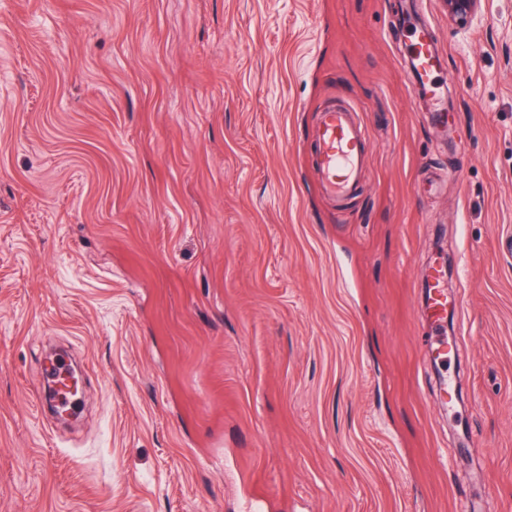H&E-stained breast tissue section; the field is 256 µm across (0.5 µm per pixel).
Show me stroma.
Returning a JSON list of instances; mask_svg holds the SVG:
<instances>
[{"label":"stroma","mask_w":512,"mask_h":512,"mask_svg":"<svg viewBox=\"0 0 512 512\" xmlns=\"http://www.w3.org/2000/svg\"><path fill=\"white\" fill-rule=\"evenodd\" d=\"M335 101L368 144L343 200ZM56 344L72 428L37 400ZM246 478L265 512H512V0L464 31L441 0H0V512H243ZM408 45L411 57L408 59V74L414 87L415 96L430 99L434 109V120L444 121L448 112L444 93V61L437 51L433 29L425 22L413 23ZM350 104L329 106L316 130L314 167L325 193L348 197L356 189L367 146ZM426 280L428 295L423 312L431 335L426 336L423 347L437 363L439 360H449L455 354L456 345L448 340V311L455 308L457 302L448 297V272L443 262L429 265Z\"/></svg>","instance_id":"obj_1"}]
</instances>
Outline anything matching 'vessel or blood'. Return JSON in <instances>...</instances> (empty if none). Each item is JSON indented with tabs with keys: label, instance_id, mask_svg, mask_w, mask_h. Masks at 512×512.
Segmentation results:
<instances>
[{
	"label": "vessel or blood",
	"instance_id": "b4317fda",
	"mask_svg": "<svg viewBox=\"0 0 512 512\" xmlns=\"http://www.w3.org/2000/svg\"><path fill=\"white\" fill-rule=\"evenodd\" d=\"M409 40L408 74L414 93L416 97L430 100L435 120L444 121L448 109L443 82L445 68L432 27L423 22L413 24ZM353 112L348 104L329 106L322 112L316 130L314 166L325 193L334 198L353 194L366 157V142ZM426 280L428 295L423 312L431 334L424 348L434 360L444 361L454 356L456 349L448 339V312L455 308L456 301L448 296L445 264H430Z\"/></svg>",
	"mask_w": 512,
	"mask_h": 512
}]
</instances>
